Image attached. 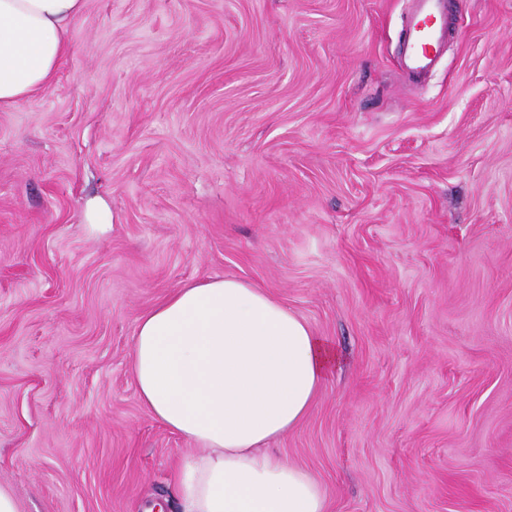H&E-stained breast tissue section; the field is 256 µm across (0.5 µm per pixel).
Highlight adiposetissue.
<instances>
[{
	"instance_id": "obj_1",
	"label": "adipose tissue",
	"mask_w": 512,
	"mask_h": 512,
	"mask_svg": "<svg viewBox=\"0 0 512 512\" xmlns=\"http://www.w3.org/2000/svg\"><path fill=\"white\" fill-rule=\"evenodd\" d=\"M85 0H0V110L46 90ZM151 418L196 443L174 484L179 512H325L318 482L271 451L336 366L325 337L264 289L186 285L143 314L132 343Z\"/></svg>"
}]
</instances>
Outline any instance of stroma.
<instances>
[{"instance_id": "stroma-1", "label": "stroma", "mask_w": 512, "mask_h": 512, "mask_svg": "<svg viewBox=\"0 0 512 512\" xmlns=\"http://www.w3.org/2000/svg\"><path fill=\"white\" fill-rule=\"evenodd\" d=\"M451 5L417 84L409 0H86L53 84L0 111L18 512H178L193 443L143 406L133 336L224 277L336 347L272 442L326 512H512V0Z\"/></svg>"}]
</instances>
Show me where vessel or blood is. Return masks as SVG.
Wrapping results in <instances>:
<instances>
[{"instance_id":"vessel-or-blood-1","label":"vessel or blood","mask_w":512,"mask_h":512,"mask_svg":"<svg viewBox=\"0 0 512 512\" xmlns=\"http://www.w3.org/2000/svg\"><path fill=\"white\" fill-rule=\"evenodd\" d=\"M403 26V56L412 76H426L436 65L452 23L447 0H413Z\"/></svg>"}]
</instances>
